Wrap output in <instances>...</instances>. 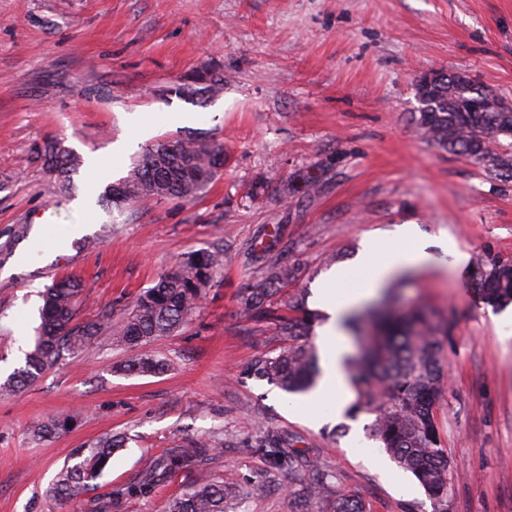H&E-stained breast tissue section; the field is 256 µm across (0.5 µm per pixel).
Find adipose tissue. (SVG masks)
Masks as SVG:
<instances>
[{
    "instance_id": "ef3b65f1",
    "label": "adipose tissue",
    "mask_w": 512,
    "mask_h": 512,
    "mask_svg": "<svg viewBox=\"0 0 512 512\" xmlns=\"http://www.w3.org/2000/svg\"><path fill=\"white\" fill-rule=\"evenodd\" d=\"M393 236L404 242L403 251L380 250L377 238L367 237L357 263L337 267L333 274L334 281L345 283V291L338 294L326 288L320 293V306L327 316L317 339L324 374L318 387L302 400L301 410L309 419L318 417L319 405L323 400H332L336 409L340 410L351 398L343 367L349 352L343 328L346 314L374 297L400 271L424 266L429 258L427 245L417 236L414 225L398 226Z\"/></svg>"
}]
</instances>
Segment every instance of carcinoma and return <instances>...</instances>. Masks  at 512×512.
<instances>
[{
	"label": "carcinoma",
	"instance_id": "cac0c4a2",
	"mask_svg": "<svg viewBox=\"0 0 512 512\" xmlns=\"http://www.w3.org/2000/svg\"><path fill=\"white\" fill-rule=\"evenodd\" d=\"M490 98L483 85L469 86L456 73L437 72L432 86L420 94L416 123L428 143L440 150L481 164L494 176L512 174V157L492 154L487 144L502 137L512 138V113L488 112L478 101ZM35 159L55 180L60 191L73 182L80 166L78 157L62 141L50 138L34 149ZM223 144L207 138L191 142L161 140L140 152L126 176L107 184L98 204L121 208L133 201L180 198L193 200L217 175V157ZM224 268L219 248L187 255L169 272L161 275L135 302L118 324L112 323V305L102 306L97 317L78 321L77 296L81 283L72 276L57 279L42 294L38 336L25 367L11 376L3 388L21 391L46 370L57 365L65 351H77L99 336L133 348L162 336H169L188 322L203 290ZM297 277L294 265L271 268L262 281L245 289L241 309L258 331L279 338L281 345L262 353L247 364L245 374L265 380L287 394L312 389L320 373L319 355L311 341L319 313L305 308L297 296L283 314L268 303ZM477 291L487 303L499 307L512 303V262L491 258L476 273ZM394 289L386 288L372 304L347 314L344 327L353 336L362 335L369 321L376 325V342L364 359L344 361L350 386L356 391L359 411L374 415L366 427L367 436L380 443L389 458L410 472L433 500L434 512H448V470L450 462L441 448L434 408L443 400L446 383L440 337L446 325L421 308L400 311L392 306ZM128 374L163 372L167 364L151 356H134L120 366ZM69 418H52L34 431L48 438L68 428ZM298 440L268 434L259 446L274 466L290 472L302 487V497L316 503L333 487L336 473L321 454L298 449ZM124 439L104 437L77 450L72 461L57 474L53 497L61 502L81 495L96 481L123 447ZM210 449L197 441L185 448H172L152 458L131 484L111 493L94 506V512H112L132 497L147 496L173 474L200 463ZM243 491L199 472L191 488L170 500L167 512H233ZM335 512H366L361 499L336 493Z\"/></svg>",
	"mask_w": 512,
	"mask_h": 512
}]
</instances>
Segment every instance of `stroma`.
Wrapping results in <instances>:
<instances>
[{
  "mask_svg": "<svg viewBox=\"0 0 512 512\" xmlns=\"http://www.w3.org/2000/svg\"><path fill=\"white\" fill-rule=\"evenodd\" d=\"M438 69L512 104V0H0V385L24 367L53 279L81 280V319L109 303L117 322L179 259L224 249V271L189 323L139 348L166 360L164 373L119 372L131 352L101 336L26 389L0 388V512H86L88 499H107L149 458L190 441L215 447L205 469L245 488L243 512H298L290 475L253 449L267 431L320 450L368 512H434L410 473L375 467L385 453L366 435L371 414L338 417L327 402L313 428L298 396L242 373L275 346L241 318L245 288L295 263L289 292L316 309L328 273L353 262L365 236L398 248L386 233L399 224L434 241L397 300L448 326L449 388L435 418L450 508L512 512V310L478 299L472 276L488 259L512 260V178L421 137L416 84ZM187 85L197 96L181 95ZM177 112L194 122H172ZM136 113L152 121V141H220L223 167L191 203L75 212L89 184L126 175L132 154L111 148L133 139ZM50 136L100 163L60 195L32 153ZM42 210L48 223H31ZM442 239L469 253L468 274ZM67 416L69 431L34 438ZM110 435L127 444L96 489L55 501L74 450ZM196 475L182 471L120 512H165Z\"/></svg>",
  "mask_w": 512,
  "mask_h": 512,
  "instance_id": "stroma-1",
  "label": "stroma"
}]
</instances>
